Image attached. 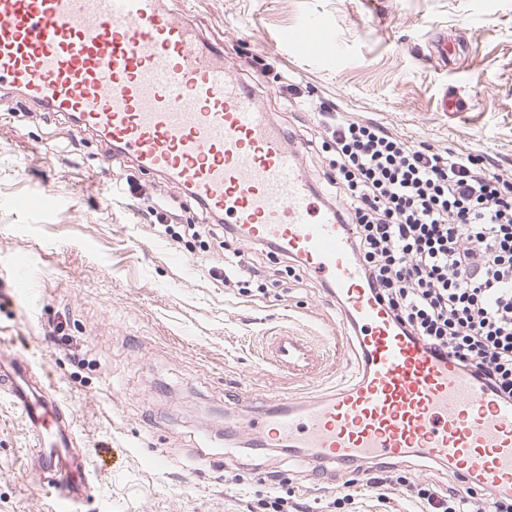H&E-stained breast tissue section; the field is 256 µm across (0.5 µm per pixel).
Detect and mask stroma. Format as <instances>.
I'll use <instances>...</instances> for the list:
<instances>
[{"label":"stroma","mask_w":512,"mask_h":512,"mask_svg":"<svg viewBox=\"0 0 512 512\" xmlns=\"http://www.w3.org/2000/svg\"><path fill=\"white\" fill-rule=\"evenodd\" d=\"M238 62L237 79L283 127L315 128L320 100L441 149L489 156L512 175V0H167ZM323 19L340 66L278 35ZM447 41V60L433 56ZM454 91L466 105L444 112ZM56 144L46 153L45 144ZM49 192L50 205L35 204ZM184 224L201 211L173 179L138 169L69 120L0 93V350L28 360L68 408L91 475L75 512H265L281 496L313 512H422L403 487L389 503L334 499L352 470L315 475L307 455L239 448L224 465L226 406L259 396L317 401L355 379V341L334 302L303 272L277 295L224 287L197 242L141 219L159 204ZM34 286L14 292L15 265ZM291 329L320 358L315 377L273 368L268 336ZM21 410L0 397V512H54L31 468ZM165 455L156 468L152 460ZM281 473L272 481L268 471Z\"/></svg>","instance_id":"stroma-1"}]
</instances>
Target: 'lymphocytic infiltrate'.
Segmentation results:
<instances>
[{
	"label": "lymphocytic infiltrate",
	"instance_id": "1",
	"mask_svg": "<svg viewBox=\"0 0 512 512\" xmlns=\"http://www.w3.org/2000/svg\"><path fill=\"white\" fill-rule=\"evenodd\" d=\"M317 126L321 137L305 148L332 155L312 190L344 227L367 287L404 336L454 355L471 379L512 401V177L482 155L413 141L332 101L320 102ZM185 231L223 259L225 285L270 295L266 270L245 252L276 258L279 248L244 245L218 221ZM399 483L430 512H512V498L492 489L443 493L424 476L407 484L393 464L365 474L362 488L385 500Z\"/></svg>",
	"mask_w": 512,
	"mask_h": 512
}]
</instances>
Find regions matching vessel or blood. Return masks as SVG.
Instances as JSON below:
<instances>
[{"label": "vessel or blood", "mask_w": 512, "mask_h": 512, "mask_svg": "<svg viewBox=\"0 0 512 512\" xmlns=\"http://www.w3.org/2000/svg\"><path fill=\"white\" fill-rule=\"evenodd\" d=\"M299 53L335 61L325 25L283 31ZM223 48H203L163 0H0V83L70 118L137 165L174 177L189 197L225 215L245 242L272 243L325 283L362 354L358 380L314 404L244 416L227 409L225 438L297 448L326 465L405 457L448 461L469 485L512 497V404L476 385L456 358L403 336L366 286L343 228L322 209L281 127L242 92ZM304 339L276 336L270 359L314 373ZM0 395L21 408L40 452L38 471L78 487L85 473L57 400L33 390L22 355H0Z\"/></svg>", "instance_id": "b4317fda"}]
</instances>
